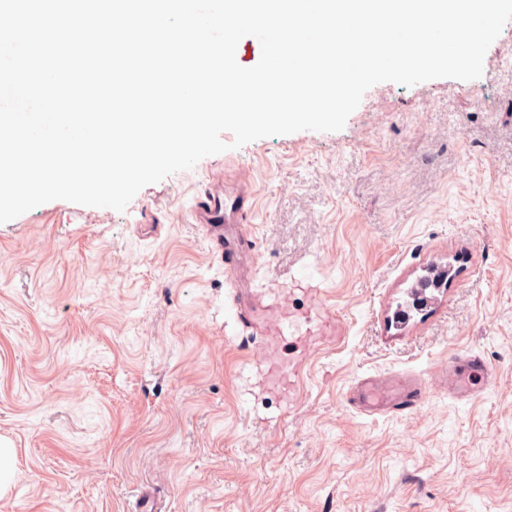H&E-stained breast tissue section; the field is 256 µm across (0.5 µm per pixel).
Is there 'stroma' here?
<instances>
[{
    "label": "stroma",
    "mask_w": 512,
    "mask_h": 512,
    "mask_svg": "<svg viewBox=\"0 0 512 512\" xmlns=\"http://www.w3.org/2000/svg\"><path fill=\"white\" fill-rule=\"evenodd\" d=\"M221 139L125 211L0 224V512H512V21L478 79L376 84L337 132ZM224 176L257 207L230 276L189 213ZM309 275L340 336L294 397L246 388L261 342L232 290ZM456 349L495 373L469 401L444 385ZM399 374L428 385L416 413L346 406Z\"/></svg>",
    "instance_id": "35a3bbf8"
}]
</instances>
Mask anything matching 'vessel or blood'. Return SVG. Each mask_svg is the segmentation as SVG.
Listing matches in <instances>:
<instances>
[{
    "label": "vessel or blood",
    "instance_id": "b4317fda",
    "mask_svg": "<svg viewBox=\"0 0 512 512\" xmlns=\"http://www.w3.org/2000/svg\"><path fill=\"white\" fill-rule=\"evenodd\" d=\"M196 223L201 224L211 249L232 271L249 249L237 232L239 225L251 223L255 204L249 193L229 190L209 184L199 193L192 209ZM309 304L297 309L289 305L282 292L273 286L249 288L233 297L236 319L264 338V358L276 362L281 352L303 347H320L340 333L335 311L327 306L320 289L308 290ZM451 378L448 393L462 401L473 395L471 376H479L482 385H490L493 372L482 355L467 351L448 360ZM427 384L418 377L395 378L389 389L383 390L371 379L361 378L345 397L346 404L358 414L405 416L415 412L424 402Z\"/></svg>",
    "mask_w": 512,
    "mask_h": 512
}]
</instances>
